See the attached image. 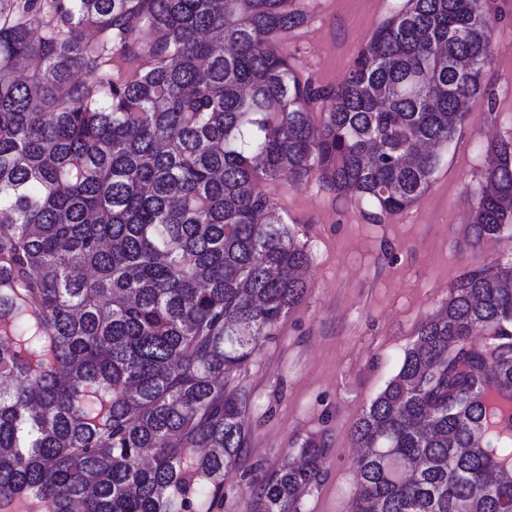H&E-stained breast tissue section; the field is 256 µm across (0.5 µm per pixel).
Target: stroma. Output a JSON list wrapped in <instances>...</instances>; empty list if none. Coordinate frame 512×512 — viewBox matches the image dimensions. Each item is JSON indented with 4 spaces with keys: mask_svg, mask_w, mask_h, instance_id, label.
Instances as JSON below:
<instances>
[{
    "mask_svg": "<svg viewBox=\"0 0 512 512\" xmlns=\"http://www.w3.org/2000/svg\"><path fill=\"white\" fill-rule=\"evenodd\" d=\"M397 2L304 0L305 25L278 49L301 76L338 85ZM494 7L491 94L470 100L430 188L413 206L374 223L367 207L318 182L271 187L277 212L298 222L311 252L309 291L229 381L248 398V443L213 512H252L244 473L279 467L309 438L322 440L327 455L323 479L302 497L300 512H350L356 420L398 372L417 326L447 301L457 278L512 257V238L476 242L468 225L484 185L486 131L512 137V0H494Z\"/></svg>",
    "mask_w": 512,
    "mask_h": 512,
    "instance_id": "stroma-1",
    "label": "stroma"
}]
</instances>
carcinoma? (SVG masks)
Listing matches in <instances>:
<instances>
[{
	"label": "carcinoma",
	"mask_w": 512,
	"mask_h": 512,
	"mask_svg": "<svg viewBox=\"0 0 512 512\" xmlns=\"http://www.w3.org/2000/svg\"><path fill=\"white\" fill-rule=\"evenodd\" d=\"M28 2L0 19V512H204L247 446L226 378L308 292L267 187L411 207L488 94L497 14L404 0L324 87L275 48L301 0ZM484 180L476 241L512 231V140ZM502 403L512 262L459 277L363 410L351 512H512ZM325 456L253 477L258 512H299Z\"/></svg>",
	"instance_id": "1"
}]
</instances>
